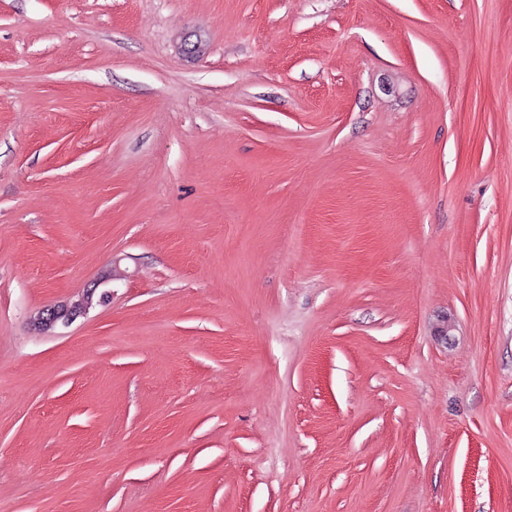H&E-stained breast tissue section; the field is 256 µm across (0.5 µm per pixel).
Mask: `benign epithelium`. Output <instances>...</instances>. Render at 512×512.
Wrapping results in <instances>:
<instances>
[{
	"label": "benign epithelium",
	"instance_id": "benign-epithelium-1",
	"mask_svg": "<svg viewBox=\"0 0 512 512\" xmlns=\"http://www.w3.org/2000/svg\"><path fill=\"white\" fill-rule=\"evenodd\" d=\"M124 279L119 261L114 260L99 276L89 281L83 289L64 302L48 304L29 319L32 333L61 336L75 322L88 316L91 310L107 304L112 299V284Z\"/></svg>",
	"mask_w": 512,
	"mask_h": 512
}]
</instances>
